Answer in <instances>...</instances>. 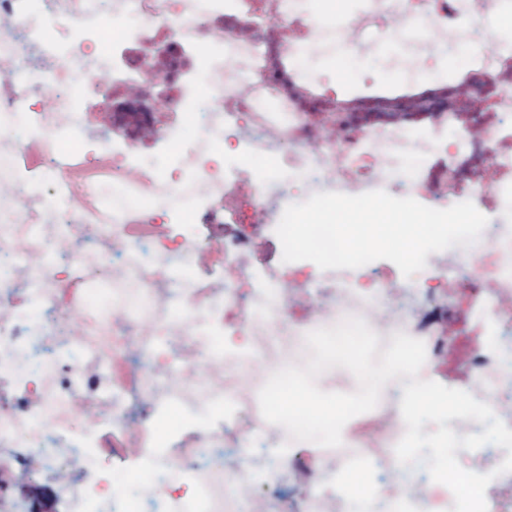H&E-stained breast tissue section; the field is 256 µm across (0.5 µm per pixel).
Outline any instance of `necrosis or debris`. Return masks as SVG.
<instances>
[{
    "mask_svg": "<svg viewBox=\"0 0 512 512\" xmlns=\"http://www.w3.org/2000/svg\"><path fill=\"white\" fill-rule=\"evenodd\" d=\"M386 13L387 35L413 54L411 65L435 61L469 45L483 63L480 91L454 89L471 113L494 101L497 127L469 124L462 140L472 159L500 174L474 198L493 193L512 201V42L488 48L478 23L488 0H371ZM427 20L414 32L413 15ZM120 34L104 47L105 23ZM354 15L328 19L305 0H0V470L25 484L49 480L62 512H451V490L424 466H400L394 454L404 427L396 396L405 378L388 382L375 409L363 415V446L306 449L295 443L292 492L257 494L245 475L252 451L244 441L269 427L258 394L277 369L304 364L305 336L357 316L382 337L400 331L435 344L417 312L395 305L384 284L366 278L343 285L335 303L303 324L278 293L245 294L238 266L245 239L228 237L220 218L254 228L279 210L281 183L245 171L228 176L215 150L201 144L186 165L168 174L130 140L119 151L109 135L83 136L89 112H125L140 127L168 128L176 114L193 116L210 138L241 142L247 151L289 155V181L306 193L361 194L371 182L416 192L407 157L440 148L439 138L415 135L399 123L355 134L342 123L311 122L321 103L303 102L277 75L282 48L316 55L336 41L350 44ZM207 51L208 89L188 90V49ZM38 171L41 184L29 180ZM200 202L207 237L186 232L175 200ZM476 295L492 302L512 289V227L496 226L465 247ZM186 266L225 270L224 285L202 291L181 278ZM36 318L22 320V308ZM496 319L511 338L495 363L473 356L477 398L512 391V309ZM247 337L217 355L206 336ZM238 417L196 430L166 471L155 466L168 447L160 422L191 426L189 406ZM133 442L130 459L154 483L145 497L119 493L109 468L90 450L101 430ZM345 481L335 493L314 488L325 463Z\"/></svg>",
    "mask_w": 512,
    "mask_h": 512,
    "instance_id": "necrosis-or-debris-1",
    "label": "necrosis or debris"
}]
</instances>
